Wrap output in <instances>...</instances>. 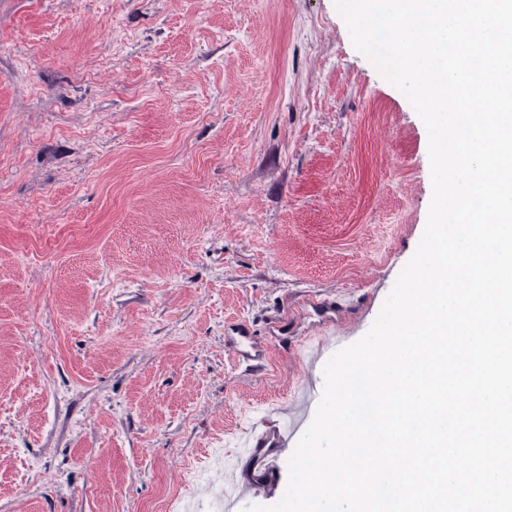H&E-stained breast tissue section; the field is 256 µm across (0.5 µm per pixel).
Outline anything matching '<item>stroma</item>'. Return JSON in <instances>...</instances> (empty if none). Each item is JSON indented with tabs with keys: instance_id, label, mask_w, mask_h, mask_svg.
I'll return each mask as SVG.
<instances>
[{
	"instance_id": "1",
	"label": "stroma",
	"mask_w": 512,
	"mask_h": 512,
	"mask_svg": "<svg viewBox=\"0 0 512 512\" xmlns=\"http://www.w3.org/2000/svg\"><path fill=\"white\" fill-rule=\"evenodd\" d=\"M431 199L427 129L333 0H0V512L207 498L211 449L321 392L299 343L371 328ZM238 319L287 327L264 373ZM224 337L236 353V359L253 372L263 371L267 364L268 343L259 340L251 327L242 321L226 322Z\"/></svg>"
}]
</instances>
